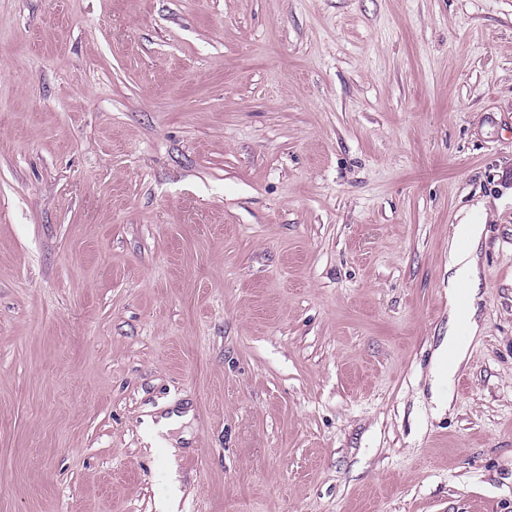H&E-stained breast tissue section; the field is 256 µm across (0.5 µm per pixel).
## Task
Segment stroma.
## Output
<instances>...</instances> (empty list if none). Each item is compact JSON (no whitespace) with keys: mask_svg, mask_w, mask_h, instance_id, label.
<instances>
[{"mask_svg":"<svg viewBox=\"0 0 512 512\" xmlns=\"http://www.w3.org/2000/svg\"><path fill=\"white\" fill-rule=\"evenodd\" d=\"M459 224L478 329L435 417ZM174 482L512 512V0H0V512ZM192 411L189 410L185 414L171 413L168 416H162L157 422L150 421L149 424V437L150 441L161 442L168 446L167 448L173 451V447L167 441L162 440L159 434L167 435L170 430L178 428L182 423L191 419Z\"/></svg>","mask_w":512,"mask_h":512,"instance_id":"obj_1","label":"stroma"}]
</instances>
